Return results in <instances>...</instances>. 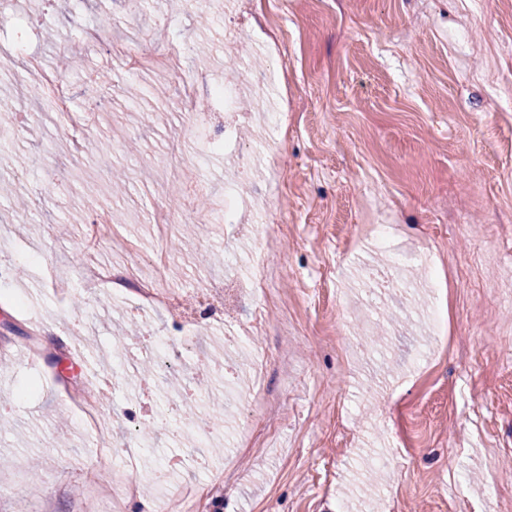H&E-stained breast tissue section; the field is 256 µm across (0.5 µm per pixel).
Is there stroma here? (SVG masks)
Returning a JSON list of instances; mask_svg holds the SVG:
<instances>
[{
  "instance_id": "stroma-1",
  "label": "stroma",
  "mask_w": 512,
  "mask_h": 512,
  "mask_svg": "<svg viewBox=\"0 0 512 512\" xmlns=\"http://www.w3.org/2000/svg\"><path fill=\"white\" fill-rule=\"evenodd\" d=\"M168 45L181 70L127 77L121 50H152L156 0H57L0 11V45L27 44L0 72V512H96L82 484L101 447L136 485L126 512L176 503L192 512H500L489 488L512 494V0H167ZM107 26L102 49L82 54L84 28ZM243 37L224 55L230 33ZM60 68L74 111L131 186L116 199L96 155L73 147L46 100L23 95L25 55ZM107 84H92L97 70ZM257 83L228 111L205 109L198 136L175 105L183 80ZM135 99H127L128 86ZM500 87L498 97L487 94ZM179 153H172L173 142ZM281 155L279 174L256 164L241 178L235 157ZM185 182L205 170L207 197L182 210L185 232L161 239L151 222L174 208L162 185L170 165ZM233 185L271 212L206 224L208 206ZM101 203L138 247L179 266L164 285L192 291L206 329L189 374L194 397L127 369L102 405L138 407L140 461L126 463L121 431L99 437L66 400L64 379L85 381L142 335L167 336L168 318L129 301L60 297L57 277L79 283L83 228ZM252 224H266L268 291L277 306L257 329L255 298L233 322L213 288L225 271L247 278ZM401 260L413 291L371 305L370 270ZM447 313L448 336L465 332L471 356L439 342L428 312ZM241 345L226 347V338ZM229 372H219V364ZM209 423L203 441L183 416ZM391 457L381 468L378 455ZM166 486L154 480L167 461Z\"/></svg>"
}]
</instances>
